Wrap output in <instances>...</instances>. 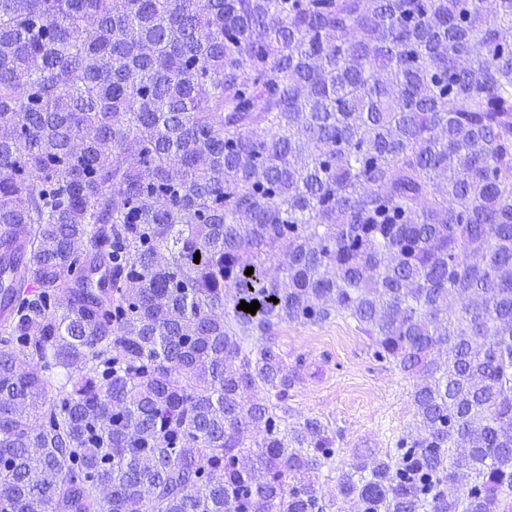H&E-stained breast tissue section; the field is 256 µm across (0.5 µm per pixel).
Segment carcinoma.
I'll return each mask as SVG.
<instances>
[{
    "label": "carcinoma",
    "mask_w": 512,
    "mask_h": 512,
    "mask_svg": "<svg viewBox=\"0 0 512 512\" xmlns=\"http://www.w3.org/2000/svg\"><path fill=\"white\" fill-rule=\"evenodd\" d=\"M480 2L0 0V512H326L335 437L259 392L281 324L336 316L416 379L336 499L506 512L512 0Z\"/></svg>",
    "instance_id": "carcinoma-1"
}]
</instances>
